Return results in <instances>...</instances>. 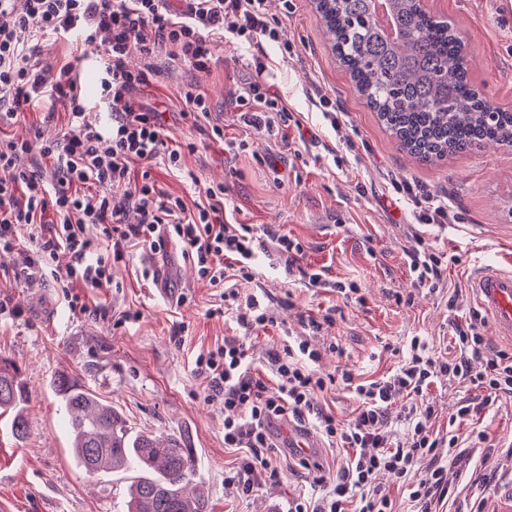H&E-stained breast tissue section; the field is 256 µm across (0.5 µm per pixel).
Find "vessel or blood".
I'll list each match as a JSON object with an SVG mask.
<instances>
[{
    "label": "vessel or blood",
    "instance_id": "vessel-or-blood-1",
    "mask_svg": "<svg viewBox=\"0 0 512 512\" xmlns=\"http://www.w3.org/2000/svg\"><path fill=\"white\" fill-rule=\"evenodd\" d=\"M470 287L496 335L512 339V270L484 266L474 273Z\"/></svg>",
    "mask_w": 512,
    "mask_h": 512
}]
</instances>
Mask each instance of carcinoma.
Masks as SVG:
<instances>
[{"instance_id":"obj_1","label":"carcinoma","mask_w":512,"mask_h":512,"mask_svg":"<svg viewBox=\"0 0 512 512\" xmlns=\"http://www.w3.org/2000/svg\"><path fill=\"white\" fill-rule=\"evenodd\" d=\"M357 93L410 155L426 163L481 147L512 146V112L487 116L489 103L467 78L463 39L422 0H388L397 38L381 31L373 0H315ZM74 432L71 453L89 475L114 469L136 472L128 512H210L208 500L189 493L193 449L174 437L137 433L96 395L67 375L52 381ZM0 410L12 412L22 439L28 422L21 407L17 369L0 363Z\"/></svg>"}]
</instances>
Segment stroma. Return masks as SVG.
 I'll list each match as a JSON object with an SVG mask.
<instances>
[{
	"instance_id": "1",
	"label": "stroma",
	"mask_w": 512,
	"mask_h": 512,
	"mask_svg": "<svg viewBox=\"0 0 512 512\" xmlns=\"http://www.w3.org/2000/svg\"><path fill=\"white\" fill-rule=\"evenodd\" d=\"M428 10L445 17L467 43L468 78L483 96L512 110V16L477 10L474 0H425ZM269 15L280 18L281 42L257 45L225 42L215 64L192 69L180 57L165 56L147 106L169 101L166 129L183 144L180 169L162 160L151 177L167 194L185 201L212 184H223L228 219L277 229L304 246L305 261L324 266L335 280L356 282L363 304L344 302L336 293L287 283L283 274L260 260L257 279L275 323L248 336L254 364L265 362L279 336L302 330L304 317L318 307L336 308V321L324 326L319 342H335L325 352L322 372L346 365L366 377L395 367V350L411 337L427 338L436 354L451 344L449 305L473 318L486 342L512 351V341L494 335L485 313L471 298V274L482 264L512 263V146L488 144L428 164L401 151L374 112L353 90L331 49L312 0H268ZM262 57L270 91L282 97L287 112L266 126L246 123L235 104ZM192 83L210 101L209 121L182 118L176 96ZM339 111L338 127L321 115L320 96ZM68 122L61 108L41 102L33 114L6 127L10 136L62 137ZM224 128L223 141L210 139L209 124ZM247 150H239L240 142ZM446 198L450 224L418 226L407 200L395 190L401 182ZM457 255L445 272L443 290L416 287L404 247L412 234ZM21 258L0 251V360L15 365L24 387L29 430L16 439L10 417L0 418V512H125L127 472L89 475L70 457L64 412L50 386L65 374L119 412L135 430L171 435L195 451V481L212 512H286L288 501L309 487L310 476L295 455L280 458L282 481L242 497L224 476L237 465L240 451L224 445V407L202 397L204 383L194 371L199 353L237 335L236 324L213 315L220 291L199 279L180 247L127 250L112 266L108 288L81 289L99 318L74 310L65 288L52 275L17 280L8 271ZM172 267L164 286L143 279L152 263ZM185 304H178L179 296ZM138 321L121 324L126 313ZM462 436L485 432L489 443L512 439V397H500L480 416L460 425ZM461 493L455 507L468 512L484 498L485 512H505L512 499V459L499 452L463 456ZM488 475L489 485L469 477Z\"/></svg>"
}]
</instances>
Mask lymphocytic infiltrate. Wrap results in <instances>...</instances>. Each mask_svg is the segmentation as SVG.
I'll return each mask as SVG.
<instances>
[{"label": "lymphocytic infiltrate", "instance_id": "f902f5d3", "mask_svg": "<svg viewBox=\"0 0 512 512\" xmlns=\"http://www.w3.org/2000/svg\"><path fill=\"white\" fill-rule=\"evenodd\" d=\"M186 11L167 10L162 0H0V118L15 119L34 103L48 100L69 115V128L54 142L0 138V168L12 172L0 181V250H23L20 275L51 270L63 287L106 288L112 265L126 248H157L165 240L179 243L200 278L221 289L224 313L236 323L238 335L198 354L195 372L205 382V401L221 402L224 445L242 456L227 475L242 496L264 485L279 483L280 454L271 437L274 422L289 419L310 426L328 447L338 449L335 469L301 458L314 471L307 494L295 496L288 512H395L394 502L377 479L393 474L402 484L415 512H440L454 499L462 438L455 426L484 412L503 396H512V352L488 349L472 321L454 316L453 352L431 354L426 341L412 337L397 365L372 379H360L349 368L323 374L320 352L312 336L335 320V307L308 317L305 335L277 342L264 368H256L243 335L272 324L267 306L242 284L255 280L259 257L274 258L288 276H301L308 286L351 299L355 286L331 280L325 268L304 264L302 243L285 232L257 230L224 218V188L210 186L204 200L187 204L158 191L145 166L165 158L178 168L181 151L169 147L163 115L139 105L135 97L149 88L159 68L153 62L158 47L170 46L193 68L206 69L225 36L246 42L279 41L282 26L270 17L265 0H187ZM52 41H81L80 54L56 67L40 60L19 39L20 32ZM139 43L147 61L130 69L126 56ZM100 61V98L110 122L86 117L81 71L88 59ZM256 76L239 91L235 103L253 125L270 124L285 113L283 101L272 94L262 76L266 65L255 58ZM411 201L419 224L448 222V205L411 183L397 185ZM140 220L125 223L128 208ZM404 252L418 286H442L443 255L414 235ZM66 253V268H56ZM466 383L478 389L475 401H465L448 419L447 434L434 432V408L428 400L436 385ZM350 394L356 407L351 418H339L319 401L335 389ZM407 405H399V398ZM407 427L405 441L394 442L392 414ZM427 460L424 474L416 465Z\"/></svg>", "mask_w": 512, "mask_h": 512}]
</instances>
